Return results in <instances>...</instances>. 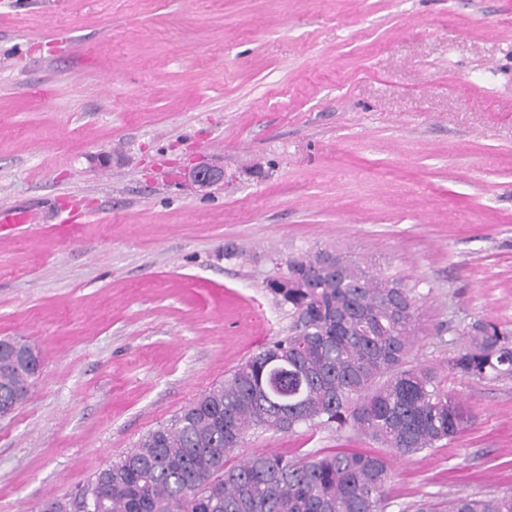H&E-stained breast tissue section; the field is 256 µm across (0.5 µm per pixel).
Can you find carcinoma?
Segmentation results:
<instances>
[{
    "label": "carcinoma",
    "instance_id": "cac0c4a2",
    "mask_svg": "<svg viewBox=\"0 0 512 512\" xmlns=\"http://www.w3.org/2000/svg\"><path fill=\"white\" fill-rule=\"evenodd\" d=\"M328 254L292 256L266 281L291 312L288 335L196 394L72 497L50 498L51 512H384L385 455L258 453L231 461L250 433L333 425L410 455L454 439L471 419L433 367L407 364L413 289L339 252L338 275L322 265ZM462 336L449 373L478 381L512 375V330L476 319ZM28 348L21 337L0 338V411L9 415L28 397ZM418 512H512V492L422 503Z\"/></svg>",
    "mask_w": 512,
    "mask_h": 512
}]
</instances>
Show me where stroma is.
<instances>
[{
  "label": "stroma",
  "instance_id": "35a3bbf8",
  "mask_svg": "<svg viewBox=\"0 0 512 512\" xmlns=\"http://www.w3.org/2000/svg\"><path fill=\"white\" fill-rule=\"evenodd\" d=\"M112 158L96 163L98 155ZM223 166L208 193L185 168ZM0 336L42 357L0 419V512L86 485L291 325L275 259L336 249L414 289L408 361L469 408L390 457L384 512L512 490V377L449 375L512 329V0H0ZM351 448L247 436L236 459ZM462 336L461 346L448 358V373L478 381L512 375V330L493 320L476 319Z\"/></svg>",
  "mask_w": 512,
  "mask_h": 512
}]
</instances>
